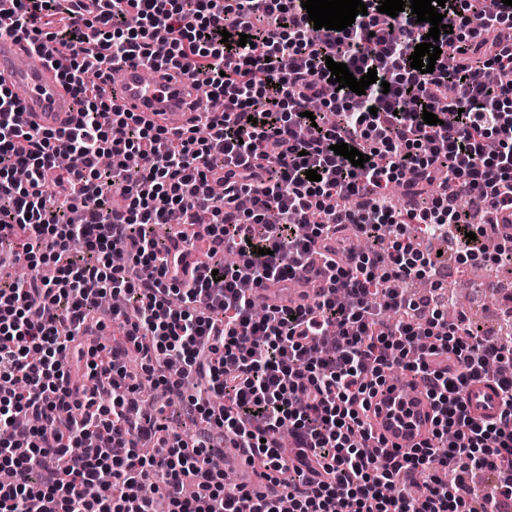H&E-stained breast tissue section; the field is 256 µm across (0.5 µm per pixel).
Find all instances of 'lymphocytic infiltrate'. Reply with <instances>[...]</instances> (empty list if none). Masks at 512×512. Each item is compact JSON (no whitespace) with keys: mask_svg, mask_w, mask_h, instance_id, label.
I'll return each mask as SVG.
<instances>
[{"mask_svg":"<svg viewBox=\"0 0 512 512\" xmlns=\"http://www.w3.org/2000/svg\"><path fill=\"white\" fill-rule=\"evenodd\" d=\"M9 3L40 62L48 44L66 57L78 119L24 128L0 86V246L28 270L0 275V512H498L512 501V374L489 371L512 346L449 323L444 294L396 287L436 275L425 238L459 240L475 261L478 238L512 213V6L447 0L453 31L423 74L408 58L429 23L381 13L380 0L342 31L315 28L301 0ZM329 58L378 80L361 95L335 89ZM130 60L188 78L223 111L190 104L176 133L142 121L107 81ZM491 68L503 74L494 85ZM341 142L368 162L335 154ZM434 179L440 191L424 196ZM396 185L409 207L388 203ZM472 194L484 202L475 218L459 205ZM174 211L181 223L158 238ZM354 232L371 246L350 248ZM115 252L128 264L113 265ZM107 294L126 301L111 313L118 335L88 345ZM394 368L433 403L429 436L409 448L367 423ZM487 378L502 411L480 422L465 387ZM146 381L199 424L192 441L165 431L163 407L141 406ZM225 438L252 482L225 485ZM484 470L500 480L482 500L465 474ZM422 473L424 493L409 491Z\"/></svg>","mask_w":512,"mask_h":512,"instance_id":"obj_1","label":"lymphocytic infiltrate"}]
</instances>
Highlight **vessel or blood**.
I'll return each mask as SVG.
<instances>
[{
  "label": "vessel or blood",
  "mask_w": 512,
  "mask_h": 512,
  "mask_svg": "<svg viewBox=\"0 0 512 512\" xmlns=\"http://www.w3.org/2000/svg\"><path fill=\"white\" fill-rule=\"evenodd\" d=\"M34 54L25 38L0 33V84L7 86L24 106L27 126L37 129L74 124L71 93L62 83L60 70L51 64L34 63ZM193 92L186 82H167L162 76L146 77L137 63L126 64L122 79L114 88V100L122 108L154 118L171 131L186 127L189 114L185 104ZM471 415L493 421L501 410V395L493 380L472 382L466 389ZM432 413L423 389L406 391L396 386L379 396L371 423L402 448L412 446L426 435Z\"/></svg>",
  "instance_id": "vessel-or-blood-1"
}]
</instances>
